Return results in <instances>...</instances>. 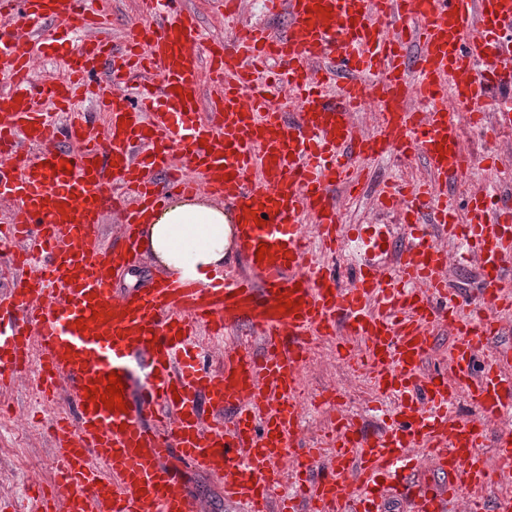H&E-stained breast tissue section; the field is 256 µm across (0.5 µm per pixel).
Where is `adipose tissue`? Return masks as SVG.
Here are the masks:
<instances>
[{
    "label": "adipose tissue",
    "instance_id": "adipose-tissue-1",
    "mask_svg": "<svg viewBox=\"0 0 512 512\" xmlns=\"http://www.w3.org/2000/svg\"><path fill=\"white\" fill-rule=\"evenodd\" d=\"M232 216L202 196H175L155 209L139 242L161 280L204 282L232 251Z\"/></svg>",
    "mask_w": 512,
    "mask_h": 512
}]
</instances>
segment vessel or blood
Segmentation results:
<instances>
[{"label":"vessel or blood","instance_id":"obj_1","mask_svg":"<svg viewBox=\"0 0 512 512\" xmlns=\"http://www.w3.org/2000/svg\"><path fill=\"white\" fill-rule=\"evenodd\" d=\"M0 1L21 13L0 28V200L12 204L5 222L17 247V276L0 295V374L23 369L35 347L46 385L67 384L76 418L58 445L60 512H201L174 456L223 479L225 501L243 512H372L386 477L410 460L446 479L433 490L406 476L417 512H448L465 491L470 512H483L480 494L494 485L479 458L488 421L500 422L496 454L512 469V347L488 345L512 313V207L493 202L512 167L488 168L466 222L448 188L477 167L456 105L469 106L473 125L489 116L512 131V0H262L287 15V32L249 25L224 41L180 0H151L119 47L87 38L110 20L85 0ZM52 27L77 52L40 86L30 65ZM205 69L209 123L198 117ZM121 75L137 79L134 94L120 91ZM274 85L295 95L292 116L271 105ZM43 93L68 112L65 125L34 107ZM88 98L107 115L104 139L90 135ZM369 100L379 120L362 134L356 117ZM390 153L422 157L429 178L388 183L394 223L352 238L332 190H356L366 161ZM173 188L231 207L249 274L116 293L115 275L139 260V225ZM109 210L122 234L107 243L98 228ZM399 225L409 238L398 265H372ZM313 237L334 252L357 248L371 264L360 285L341 287L312 259ZM443 237L478 263L488 314H462L449 297ZM242 322L261 353L228 348L220 371L200 368V333ZM439 324L457 335L450 383L421 373ZM321 340L389 402L393 420L369 434L338 414L299 453L303 372ZM113 373L121 410L101 400ZM460 397L477 419L454 413ZM286 483L292 493L279 494Z\"/></svg>","mask_w":512,"mask_h":512}]
</instances>
